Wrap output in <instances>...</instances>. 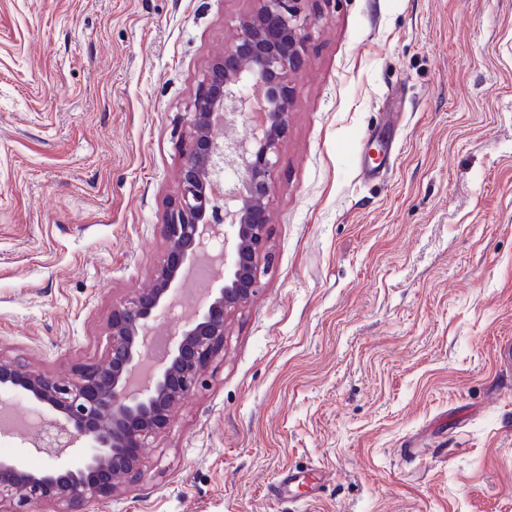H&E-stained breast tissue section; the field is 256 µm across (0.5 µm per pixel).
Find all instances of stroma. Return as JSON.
Returning a JSON list of instances; mask_svg holds the SVG:
<instances>
[{
	"label": "stroma",
	"mask_w": 512,
	"mask_h": 512,
	"mask_svg": "<svg viewBox=\"0 0 512 512\" xmlns=\"http://www.w3.org/2000/svg\"><path fill=\"white\" fill-rule=\"evenodd\" d=\"M257 6L0 0V357L105 361L164 258L198 85ZM306 9L271 264L90 512H512V0ZM296 469L315 491L279 493Z\"/></svg>",
	"instance_id": "1"
}]
</instances>
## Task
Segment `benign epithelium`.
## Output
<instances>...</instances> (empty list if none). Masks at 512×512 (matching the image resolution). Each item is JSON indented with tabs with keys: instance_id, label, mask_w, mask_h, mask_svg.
Listing matches in <instances>:
<instances>
[{
	"instance_id": "obj_1",
	"label": "benign epithelium",
	"mask_w": 512,
	"mask_h": 512,
	"mask_svg": "<svg viewBox=\"0 0 512 512\" xmlns=\"http://www.w3.org/2000/svg\"><path fill=\"white\" fill-rule=\"evenodd\" d=\"M257 2L199 84L177 200L163 224L167 255L151 287L112 310L106 363L58 381L0 358V392L20 393L49 411L33 447L54 462L33 471L17 459H0V505L9 503V512L40 502L84 512L82 506L111 498L120 479L135 478L142 449L166 429L174 407L203 386L208 365L224 350L227 317L259 288L270 189L288 131V77L303 64L309 17L307 0ZM244 113L256 127L251 140L212 137L214 126ZM226 165L241 178L219 194L215 184ZM205 255L219 286L183 315L164 358L143 372L149 336ZM73 455L80 465H59Z\"/></svg>"
}]
</instances>
